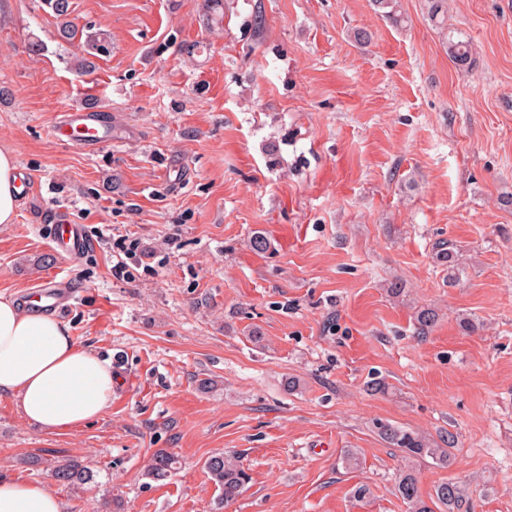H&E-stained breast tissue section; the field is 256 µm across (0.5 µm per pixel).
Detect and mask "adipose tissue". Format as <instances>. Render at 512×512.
<instances>
[{"instance_id":"adipose-tissue-1","label":"adipose tissue","mask_w":512,"mask_h":512,"mask_svg":"<svg viewBox=\"0 0 512 512\" xmlns=\"http://www.w3.org/2000/svg\"><path fill=\"white\" fill-rule=\"evenodd\" d=\"M19 173L12 153L0 150V224L13 223ZM109 360L78 345L53 316L32 312L0 294V395L15 399L22 416L65 432L99 418L112 402ZM0 512H62L44 483L0 477Z\"/></svg>"}]
</instances>
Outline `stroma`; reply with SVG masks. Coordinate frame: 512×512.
<instances>
[{
  "mask_svg": "<svg viewBox=\"0 0 512 512\" xmlns=\"http://www.w3.org/2000/svg\"><path fill=\"white\" fill-rule=\"evenodd\" d=\"M444 6L435 24L429 0L390 18L369 0H72L109 47L81 74L40 0H0V150L36 186L0 225V294L67 275L57 317L117 377L106 413L63 433L0 395L1 477L48 484L63 512H409L388 421L455 439L451 466L418 463L423 497L455 482L462 512H512V0ZM72 109L111 138H54ZM57 213L90 240L75 259L50 247ZM160 449L178 468L154 481ZM222 452L250 476L225 506L204 468ZM57 458L93 483L53 480Z\"/></svg>",
  "mask_w": 512,
  "mask_h": 512,
  "instance_id": "obj_1",
  "label": "stroma"
}]
</instances>
